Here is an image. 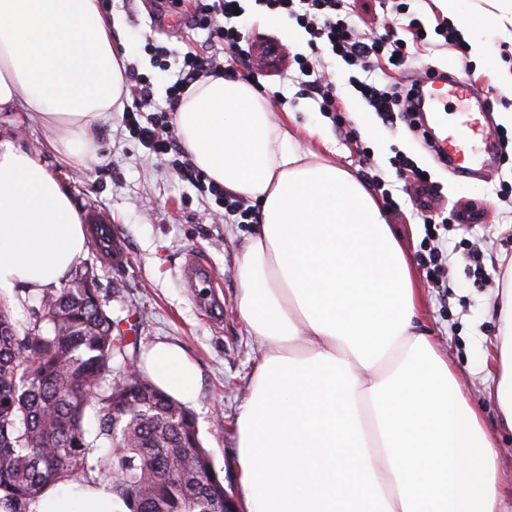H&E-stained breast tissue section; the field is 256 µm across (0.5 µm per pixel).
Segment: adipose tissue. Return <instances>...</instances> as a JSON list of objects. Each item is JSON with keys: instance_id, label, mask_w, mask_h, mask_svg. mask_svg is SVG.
<instances>
[{"instance_id": "obj_1", "label": "adipose tissue", "mask_w": 512, "mask_h": 512, "mask_svg": "<svg viewBox=\"0 0 512 512\" xmlns=\"http://www.w3.org/2000/svg\"><path fill=\"white\" fill-rule=\"evenodd\" d=\"M99 0H0V110L21 105L83 162L87 129L122 111L127 55ZM196 167L260 222L237 261L238 311L263 350L237 418L240 512H508L500 457L476 406L418 322L415 276L361 180L328 138L236 77L192 83L175 113ZM68 192L0 143V290L60 285L85 250ZM496 384L512 432V279ZM182 402L200 388L179 346L145 357ZM36 512H127L102 485L49 488Z\"/></svg>"}]
</instances>
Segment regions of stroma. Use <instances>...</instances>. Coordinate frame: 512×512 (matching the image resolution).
I'll use <instances>...</instances> for the list:
<instances>
[{"label":"stroma","mask_w":512,"mask_h":512,"mask_svg":"<svg viewBox=\"0 0 512 512\" xmlns=\"http://www.w3.org/2000/svg\"><path fill=\"white\" fill-rule=\"evenodd\" d=\"M104 11L118 19L112 31L116 50L129 53L135 73L147 77L155 107L166 108V89L172 85L189 52L205 50L206 30L193 25L194 0H101ZM239 24L248 43L287 42L291 19L281 27L260 25L264 7L243 0ZM341 15L355 24L362 37L396 30L408 42L410 61L393 78L411 84L425 70L466 65L473 84L488 101L487 126L500 145L496 164L471 177L458 176L442 163L421 132L412 131L409 117L383 120L349 82L356 75L379 86L381 71H364L341 57L323 51L322 63L336 85V109L320 111L297 64L258 72L261 91L268 95L272 116L282 120L295 113L299 122L323 128L335 149L337 164L357 170L368 187L388 207V221L400 235L414 263L421 298L420 323L458 375L467 396L479 409L487 432L501 451L500 488L512 497V437L500 429L496 405L488 400L495 372L499 330L496 301L505 269L512 265V127L501 124L502 110L512 107L504 77L512 73V25L495 19L482 31L484 59H461L454 40L440 30L446 22L442 0H343ZM419 17L427 36L411 40L407 24ZM167 47L166 68H159L147 43ZM363 113L373 134L362 136L354 120ZM56 134L35 113L17 109L0 112V141H11L30 153L69 193L79 211L96 206L112 218L113 232L123 252L121 262L109 265L93 246L84 262L93 265L105 310L119 326H137L141 349L159 341L184 348L201 371L197 399L189 403L198 436L228 492L239 481L236 420L252 372L263 352L238 314L237 255L254 231L250 224H227L209 219L217 205L193 177L179 168L180 154H157L145 147L123 124V115L109 113L98 123L88 156L76 165L53 151ZM413 160L430 174L423 187L405 184L396 173L399 159ZM439 216L435 229L423 223ZM443 253L442 284L427 274L430 251ZM208 263L218 286L207 303H199L187 288L181 266L186 254Z\"/></svg>","instance_id":"35a3bbf8"}]
</instances>
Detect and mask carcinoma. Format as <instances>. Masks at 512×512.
<instances>
[{"instance_id":"cac0c4a2","label":"carcinoma","mask_w":512,"mask_h":512,"mask_svg":"<svg viewBox=\"0 0 512 512\" xmlns=\"http://www.w3.org/2000/svg\"><path fill=\"white\" fill-rule=\"evenodd\" d=\"M77 266L42 293L19 333L0 297V504L31 512L44 491L106 473L129 512H224V484L190 412L143 376L112 369L134 361L102 300ZM93 412L96 436L86 438Z\"/></svg>"}]
</instances>
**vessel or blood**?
<instances>
[{"mask_svg":"<svg viewBox=\"0 0 512 512\" xmlns=\"http://www.w3.org/2000/svg\"><path fill=\"white\" fill-rule=\"evenodd\" d=\"M422 91L417 95L418 101L438 102L441 99L458 95L467 96L468 79L465 71H445L422 79ZM433 127L440 131L443 154L449 164L460 173H471L473 167L485 165L489 156L495 150V139L490 136L485 127L474 118L472 113H464L455 122H445L441 111L433 113ZM94 245L99 256L103 259L112 257V226L102 215H95ZM183 275L188 287L212 288L216 279L210 268L196 258H188Z\"/></svg>","mask_w":512,"mask_h":512,"instance_id":"b4317fda","label":"vessel or blood"}]
</instances>
